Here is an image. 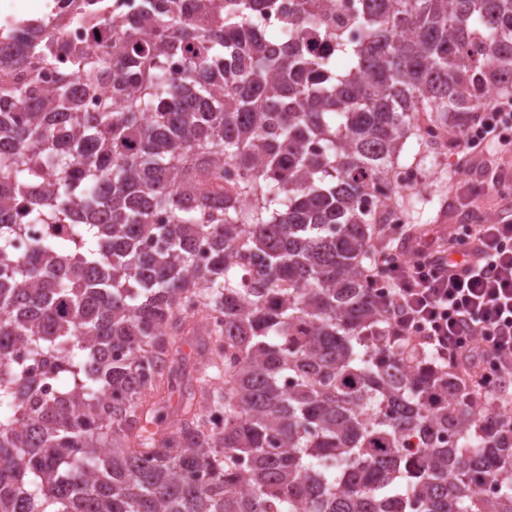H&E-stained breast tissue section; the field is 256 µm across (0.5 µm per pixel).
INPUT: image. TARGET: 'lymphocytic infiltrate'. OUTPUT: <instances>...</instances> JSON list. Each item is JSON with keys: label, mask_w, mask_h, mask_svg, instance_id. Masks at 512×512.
I'll return each instance as SVG.
<instances>
[{"label": "lymphocytic infiltrate", "mask_w": 512, "mask_h": 512, "mask_svg": "<svg viewBox=\"0 0 512 512\" xmlns=\"http://www.w3.org/2000/svg\"><path fill=\"white\" fill-rule=\"evenodd\" d=\"M476 134L458 133L463 152L512 151V96H494ZM512 174L492 170L487 191L498 194L495 216H477L473 226L452 234L447 247H393L396 224L380 228L388 246L373 248L367 279L382 307L371 339L428 348L440 364L467 370L482 396L477 408L512 422V407L486 394L512 379V195L503 187Z\"/></svg>", "instance_id": "obj_1"}]
</instances>
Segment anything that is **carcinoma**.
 Segmentation results:
<instances>
[{
    "label": "carcinoma",
    "instance_id": "1",
    "mask_svg": "<svg viewBox=\"0 0 512 512\" xmlns=\"http://www.w3.org/2000/svg\"><path fill=\"white\" fill-rule=\"evenodd\" d=\"M224 2L143 0L49 97L31 25L0 77V512H512V424L363 284L406 141L512 93V0ZM294 1L296 0H276V8L262 17V25L271 30L288 29V20L293 11Z\"/></svg>",
    "mask_w": 512,
    "mask_h": 512
}]
</instances>
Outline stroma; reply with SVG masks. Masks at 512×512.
Returning a JSON list of instances; mask_svg holds the SVG:
<instances>
[{
	"label": "stroma",
	"mask_w": 512,
	"mask_h": 512,
	"mask_svg": "<svg viewBox=\"0 0 512 512\" xmlns=\"http://www.w3.org/2000/svg\"><path fill=\"white\" fill-rule=\"evenodd\" d=\"M404 167H416L423 175L424 184L409 183L404 192L416 204L405 217L404 237L423 238L429 243L446 241L448 232L470 223L471 212L482 215L494 213L498 198L483 188L485 157L474 154L458 157L452 137L419 147L416 140H408L399 158ZM466 183L470 208H462L457 200L459 183Z\"/></svg>",
	"instance_id": "stroma-1"
}]
</instances>
